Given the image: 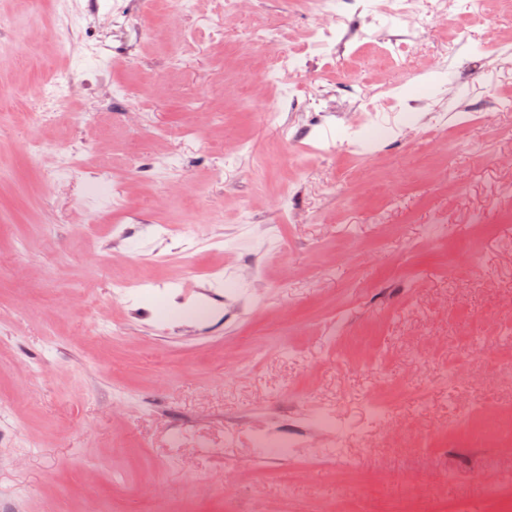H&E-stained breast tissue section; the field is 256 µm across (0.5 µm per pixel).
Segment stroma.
<instances>
[{
  "label": "stroma",
  "instance_id": "obj_1",
  "mask_svg": "<svg viewBox=\"0 0 512 512\" xmlns=\"http://www.w3.org/2000/svg\"><path fill=\"white\" fill-rule=\"evenodd\" d=\"M63 3L0 0L30 47L19 62L0 43V512H172L187 499L194 512H512V112L458 118L461 88L512 96V0L419 29L398 67L373 46L317 60L293 100L250 84L268 49L245 34L270 24L296 39L312 23L302 0H253L220 49L209 7L172 26L169 7L124 0L137 36L85 21L111 39L105 58L57 51ZM458 27L447 69L411 80ZM104 69L158 81L140 114L116 107L81 129L63 114L15 120L30 86L68 70L89 102ZM350 79L402 83L427 105L402 140L374 130L375 150L352 153L343 122L364 98L341 90ZM32 141L53 143L52 163L81 142L111 154L108 192L90 176L45 186ZM169 151L180 182L139 180ZM166 224L186 243H167ZM242 264L253 276L229 313L209 272ZM114 271L156 273L166 290L114 300ZM272 402L288 424L334 411L341 455L316 439L259 458Z\"/></svg>",
  "mask_w": 512,
  "mask_h": 512
}]
</instances>
